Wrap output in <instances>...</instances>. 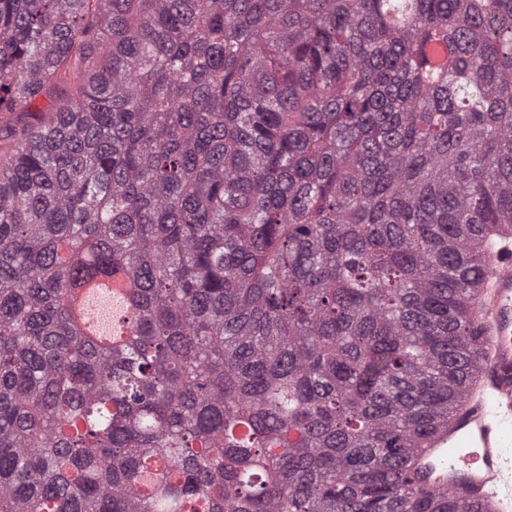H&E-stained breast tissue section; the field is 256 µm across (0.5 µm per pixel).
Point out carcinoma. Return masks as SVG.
<instances>
[{
  "mask_svg": "<svg viewBox=\"0 0 512 512\" xmlns=\"http://www.w3.org/2000/svg\"><path fill=\"white\" fill-rule=\"evenodd\" d=\"M0 112V512H472L401 474L512 227V0H0ZM129 288H131V283L128 279L124 277H113L99 280L92 288L84 289L75 301V310L79 320L82 321V308L85 306V301L90 294L95 295L100 291H105L112 294L113 297H116L121 296Z\"/></svg>",
  "mask_w": 512,
  "mask_h": 512,
  "instance_id": "carcinoma-1",
  "label": "carcinoma"
}]
</instances>
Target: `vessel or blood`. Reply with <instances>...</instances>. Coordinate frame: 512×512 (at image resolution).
Segmentation results:
<instances>
[{
    "label": "vessel or blood",
    "instance_id": "b4317fda",
    "mask_svg": "<svg viewBox=\"0 0 512 512\" xmlns=\"http://www.w3.org/2000/svg\"><path fill=\"white\" fill-rule=\"evenodd\" d=\"M472 334L486 355L466 399L409 467L413 485L463 495L475 512H512V232L488 247Z\"/></svg>",
    "mask_w": 512,
    "mask_h": 512
}]
</instances>
